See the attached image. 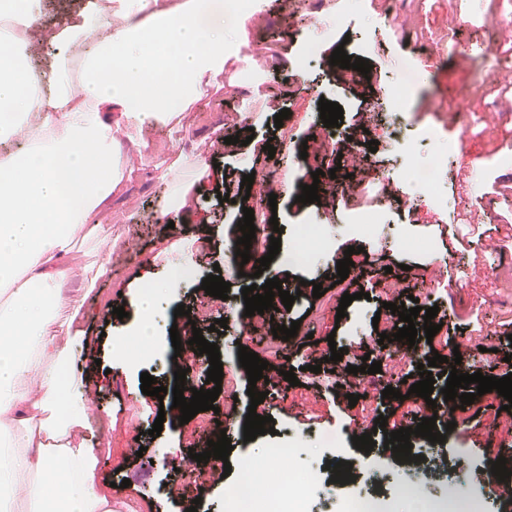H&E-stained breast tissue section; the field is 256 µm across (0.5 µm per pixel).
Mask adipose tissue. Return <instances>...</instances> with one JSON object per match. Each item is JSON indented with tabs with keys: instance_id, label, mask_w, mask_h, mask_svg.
<instances>
[{
	"instance_id": "obj_1",
	"label": "adipose tissue",
	"mask_w": 512,
	"mask_h": 512,
	"mask_svg": "<svg viewBox=\"0 0 512 512\" xmlns=\"http://www.w3.org/2000/svg\"><path fill=\"white\" fill-rule=\"evenodd\" d=\"M42 17V0H0V512H132L96 488L101 448L67 371L85 343L68 257L106 238L90 217L125 179L114 127L174 122L233 44L224 0H88L49 34ZM47 40L59 52L33 74ZM176 285L141 295L128 333L139 349L154 341L157 297Z\"/></svg>"
}]
</instances>
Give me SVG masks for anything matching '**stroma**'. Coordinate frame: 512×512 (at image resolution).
<instances>
[{
  "mask_svg": "<svg viewBox=\"0 0 512 512\" xmlns=\"http://www.w3.org/2000/svg\"><path fill=\"white\" fill-rule=\"evenodd\" d=\"M392 14H384L375 0H310L302 23L292 21V0H255L252 12L230 13L224 26L236 50L226 61L217 82L168 125L148 122L133 132L118 131L121 163L126 178L110 205L99 210L93 223L106 225L107 239L98 252L79 249L72 257L74 275L69 290H87L81 327L88 347L77 351L71 372L90 386L87 411L93 426L104 429L111 451L102 455L97 478L117 498L129 500L136 512H225L244 472L257 460L288 449V464L323 467L312 483L311 512H330L359 492L375 497L378 512H402L403 491L424 473L415 462L397 460L385 450V440L373 427L379 415L396 423L400 415L421 399L383 397L390 375H417V366L431 353L465 352L462 370L500 376V365L512 354V160L501 159L503 145L512 146V97L499 94L497 83L512 55L497 48L492 34L495 18L512 15V0H391ZM465 38L479 44L470 57L452 56L448 46ZM315 43L316 55L305 62L306 43ZM347 55L369 61L368 78L349 83L342 79L330 56L337 47ZM327 99L344 110L340 126L324 127L318 102ZM374 103L371 123H361V100ZM290 110L282 126H275V106ZM460 114L457 124L446 112ZM435 132L449 145L448 164L437 176L440 199L427 197L423 186L410 182V169L430 165L432 146L422 144L423 130ZM245 138V145L226 144V137ZM355 139L360 150L377 141L375 165L355 164L352 157L334 161L332 153L302 157V149L320 142ZM275 155H268L266 145ZM335 170L331 191L318 202L298 200L303 186L312 184L314 169ZM253 175L251 190L240 183ZM191 182L186 203L171 212L169 195L174 184ZM360 185V202L346 204L347 184ZM226 202H219V194ZM253 209L256 221L278 220L281 248L259 278L239 274L240 259L231 242L244 217ZM375 212L377 229L364 235L359 226L366 212ZM301 224L324 229L305 264H288L285 254L295 244ZM498 240L495 252L483 248ZM362 247L367 266L348 288L354 300L344 318L336 306L312 295L313 283L331 287L336 263L348 247ZM109 260L110 281H93L95 256ZM190 265L193 279L180 282L165 299L158 347L136 361L111 354L110 341L131 325V313L142 291L165 278L170 262ZM444 264L438 283L424 273ZM220 270L229 282L227 299L207 295L204 278ZM278 277L283 290L295 294L288 310L274 315L277 324L299 322L300 344L283 343L269 350L270 329L243 333L245 304L242 290ZM394 293L386 295L382 284ZM406 308L438 306L434 340L417 334L414 346H394L379 340L380 333H395L403 323L384 302ZM204 307L197 328L208 342L217 344L224 368L234 370L230 395L235 414L248 410L273 417L274 433L245 441L239 428H227L233 449L229 467L210 460L197 471V486L184 488L169 467L170 460L189 449L207 445L208 425L214 410L198 413L188 424L164 422L159 437L149 431L160 402L144 395L140 377L149 373L158 384L174 376L170 329L178 305ZM124 307L126 318L112 310ZM318 318H310L312 309ZM228 327L212 332L218 319ZM264 356L276 373L263 403L251 406L248 379L239 371V347ZM340 347V361H330L332 347ZM380 362V373H361L364 358ZM320 373H313V365ZM358 368L356 384L342 387L339 369ZM295 370L298 385L283 373ZM461 411L464 426L447 432L442 454L435 462L433 494L447 495L449 485L461 486L462 498L477 512H512V492L499 490L487 467L490 452L512 457V433L499 432L498 423L512 421L504 411L505 399L497 392L478 394ZM357 395L350 403L349 395ZM372 429L375 446L357 450L351 441L354 425ZM138 434L137 447H129L130 434ZM324 434L335 443L321 442ZM468 457L470 465L458 470L455 459ZM352 464L349 483L332 482L327 462Z\"/></svg>",
  "mask_w": 512,
  "mask_h": 512,
  "instance_id": "obj_1",
  "label": "stroma"
}]
</instances>
